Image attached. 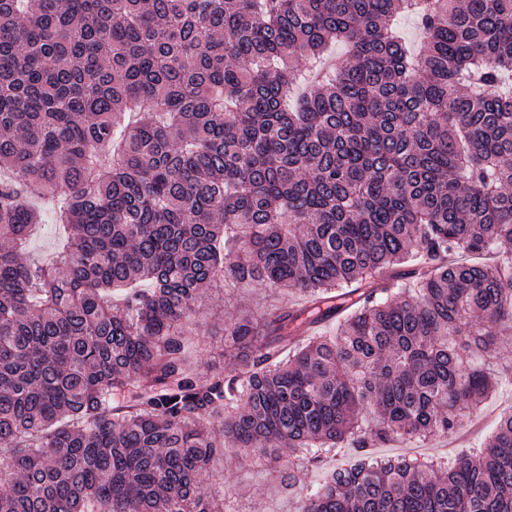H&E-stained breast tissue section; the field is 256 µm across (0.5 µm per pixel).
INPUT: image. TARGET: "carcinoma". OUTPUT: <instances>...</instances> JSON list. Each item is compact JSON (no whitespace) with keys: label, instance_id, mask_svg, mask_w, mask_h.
Instances as JSON below:
<instances>
[{"label":"carcinoma","instance_id":"1","mask_svg":"<svg viewBox=\"0 0 512 512\" xmlns=\"http://www.w3.org/2000/svg\"><path fill=\"white\" fill-rule=\"evenodd\" d=\"M0 239V512H240L228 447L284 494L352 457L294 512H512V408L451 466L370 453L512 375V0H0ZM217 283L304 302L203 380ZM59 237V224L55 223L54 214L45 213L44 224L41 225L39 232L29 244L28 250L31 259L43 263L55 260L58 253Z\"/></svg>","mask_w":512,"mask_h":512}]
</instances>
